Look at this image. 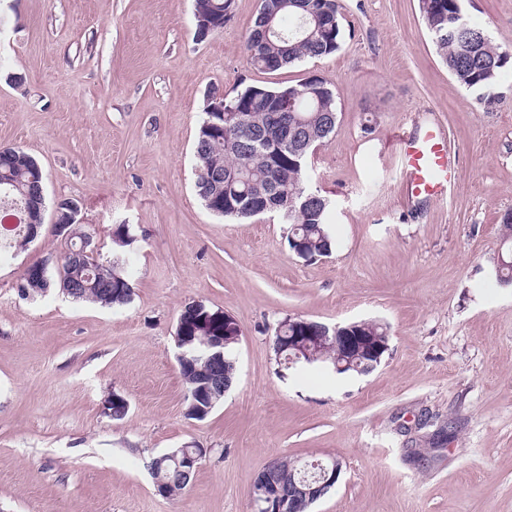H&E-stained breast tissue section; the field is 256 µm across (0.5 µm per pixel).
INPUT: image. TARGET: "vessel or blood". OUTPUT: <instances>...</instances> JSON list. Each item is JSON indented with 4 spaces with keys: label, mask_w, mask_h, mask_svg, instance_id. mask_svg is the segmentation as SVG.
<instances>
[{
    "label": "vessel or blood",
    "mask_w": 512,
    "mask_h": 512,
    "mask_svg": "<svg viewBox=\"0 0 512 512\" xmlns=\"http://www.w3.org/2000/svg\"><path fill=\"white\" fill-rule=\"evenodd\" d=\"M402 173L407 193L416 199L437 200L455 182L442 127L434 122L417 125L400 144Z\"/></svg>",
    "instance_id": "b4317fda"
}]
</instances>
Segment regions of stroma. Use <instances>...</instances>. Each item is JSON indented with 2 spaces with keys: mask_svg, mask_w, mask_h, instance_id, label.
Returning a JSON list of instances; mask_svg holds the SVG:
<instances>
[{
  "mask_svg": "<svg viewBox=\"0 0 512 512\" xmlns=\"http://www.w3.org/2000/svg\"><path fill=\"white\" fill-rule=\"evenodd\" d=\"M342 5L336 53L269 72L244 53L259 0H234L202 39L193 0H0V145L40 163L49 204H79L100 260L117 225L134 239L120 307L18 294L23 269L64 248L52 222L0 259V512H252L256 475L282 457L341 462L311 512H512V285L496 279L512 72L486 109L439 58L419 0ZM462 8L512 49V0ZM313 75L338 107L308 160L335 248L306 262L276 213L203 206L194 143L210 89ZM415 119L448 135L447 199L405 194L399 140ZM192 301L241 331L236 381L201 421L175 362ZM296 316L381 323L390 350L367 375L285 367L274 329ZM115 394L121 420L105 412ZM424 414L452 422L446 447H429ZM186 444L205 452L191 486L160 495L146 461Z\"/></svg>",
  "mask_w": 512,
  "mask_h": 512,
  "instance_id": "obj_1",
  "label": "stroma"
}]
</instances>
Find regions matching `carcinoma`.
<instances>
[{"mask_svg": "<svg viewBox=\"0 0 512 512\" xmlns=\"http://www.w3.org/2000/svg\"><path fill=\"white\" fill-rule=\"evenodd\" d=\"M233 0H194L196 25L221 29L231 17ZM340 0H261L254 25L244 50L248 63L260 71H277L308 59L329 56L339 50L342 39ZM420 10L436 50L448 72L465 89L477 94L485 107L499 101L491 90L504 69L512 65V52L494 47L489 39L473 41V30L484 31L474 22L462 26L465 16L461 0H420ZM282 112L288 123L303 120L301 135H314L312 145L299 153V144L285 140L271 129L269 116ZM338 121L336 98L322 78L310 83L265 86L247 85L228 97L212 92L201 118L195 141V167L202 173L206 192L199 194L205 208L216 216L247 220L256 216L258 201H269V210L288 225V234L303 241L308 257L320 256L334 247L329 231L332 203L305 181L308 157L313 146L332 134ZM38 161L18 146L0 151V212L20 215L12 207L21 191L34 194L44 183ZM112 254V276L96 273L102 265L94 255L71 263L72 250L80 242L71 239L58 256L64 271L74 273V291L68 297L102 306H120L130 297L125 273V247ZM60 287V279L46 282L24 281L19 291L26 295L43 294ZM185 318L192 320L190 335L214 336L217 325L205 317L208 308L201 304L186 307ZM235 343L224 346L223 361L184 362L177 358L179 373L187 387V401L198 392L205 397L199 406L187 408V416L201 420V408L219 404L224 390L232 387L237 372ZM309 469L311 465L288 459H273L264 469L268 478L288 490V471ZM148 470L168 496H176L193 481L195 472H186L172 460L151 457Z\"/></svg>", "mask_w": 512, "mask_h": 512, "instance_id": "cac0c4a2", "label": "carcinoma"}]
</instances>
